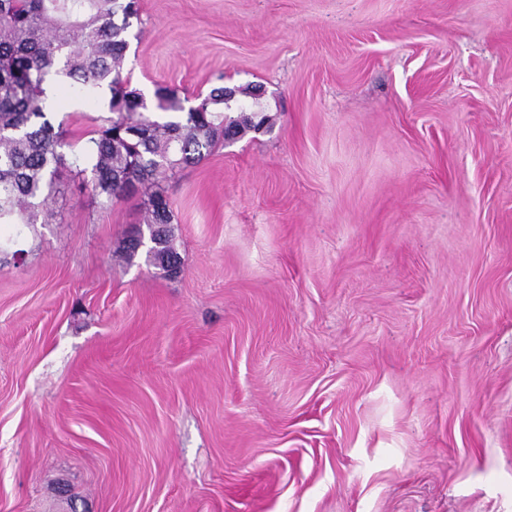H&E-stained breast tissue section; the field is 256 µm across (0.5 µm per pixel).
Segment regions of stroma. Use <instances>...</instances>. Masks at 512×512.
<instances>
[{"mask_svg": "<svg viewBox=\"0 0 512 512\" xmlns=\"http://www.w3.org/2000/svg\"><path fill=\"white\" fill-rule=\"evenodd\" d=\"M138 5L130 88L268 126L162 182L177 276L67 168L0 229V512H512V0Z\"/></svg>", "mask_w": 512, "mask_h": 512, "instance_id": "stroma-1", "label": "stroma"}]
</instances>
